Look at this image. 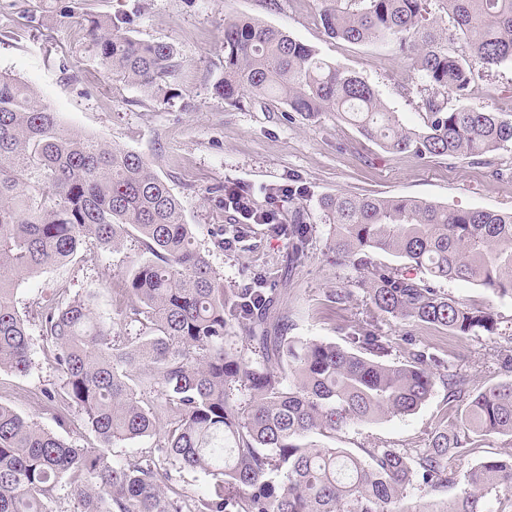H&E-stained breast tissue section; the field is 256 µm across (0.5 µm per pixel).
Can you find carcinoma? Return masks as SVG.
Returning a JSON list of instances; mask_svg holds the SVG:
<instances>
[{
    "label": "carcinoma",
    "mask_w": 512,
    "mask_h": 512,
    "mask_svg": "<svg viewBox=\"0 0 512 512\" xmlns=\"http://www.w3.org/2000/svg\"><path fill=\"white\" fill-rule=\"evenodd\" d=\"M471 60L448 52V37L425 24L427 0H322L329 37L394 38L425 80L427 123L405 127L362 78L282 30L248 17L224 20V72L213 94L233 106L273 97L288 113L314 119L337 112L388 150L421 157L480 158L512 145V119L473 104L472 65L512 61V0H446ZM126 18L90 21L88 36L107 71L151 97L174 96L183 66L177 46L129 35ZM336 264L364 272L358 287L375 310L441 326L456 336L494 333L497 319L437 287L469 282L512 297V213L450 209L409 198L325 196ZM290 264L307 256L315 227L282 224ZM139 239L151 258L131 276L133 336H114L93 314V295L56 293L36 313L60 382L45 401L76 407L94 446L72 445L0 403V512H401L407 487L458 484L449 459L472 436H512V354L498 355L510 379L477 389L467 374L426 346L407 360H384L389 337L354 327L346 345L288 335L276 289L255 276L248 288L224 279L197 245L181 203L139 154L61 129L34 89L0 72V371L24 374L35 346L15 305L18 282L69 262L87 240L115 250ZM380 250L402 267H368ZM419 271L422 276L414 275ZM244 331L246 350L225 347ZM161 386L148 403L134 377ZM463 407L457 424L434 431L423 448L365 449L306 442L357 422L414 413L436 380ZM248 392L236 401L234 392ZM175 418L153 450L117 461L109 448L156 434L157 413ZM210 477L212 490L188 497L165 484L163 464ZM512 491V458L474 465L451 506L433 512H495L490 495Z\"/></svg>",
    "instance_id": "obj_1"
}]
</instances>
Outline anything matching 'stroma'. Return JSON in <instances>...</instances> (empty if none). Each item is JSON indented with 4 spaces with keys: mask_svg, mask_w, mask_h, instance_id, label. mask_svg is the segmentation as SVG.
<instances>
[{
    "mask_svg": "<svg viewBox=\"0 0 512 512\" xmlns=\"http://www.w3.org/2000/svg\"><path fill=\"white\" fill-rule=\"evenodd\" d=\"M321 7V0H0V71L37 89L62 128L142 155L179 198L186 222L197 225L198 245L223 277L225 288L241 287L247 274L256 273L268 286L284 289L282 308L289 335L340 345L353 326L369 323L394 338L391 361L406 360L409 347L402 337L408 334L467 369L474 386L497 383L502 376L494 352L512 336V298L466 282H442L445 293L467 306L494 311L498 328L492 335L461 338L425 323L377 313L364 289L354 285L357 271L337 265L329 249L333 227L326 223L319 201L349 193L512 212V147L482 162L468 157L424 158L383 149L334 112L307 121L286 117L276 102L238 107L212 93L224 71L225 19L253 17L361 77L405 125L421 128V83L412 79L398 43L352 44L330 38L320 21ZM125 14L132 19L130 32L136 38L171 42L179 48L184 61L177 78L181 98L166 102L150 97L115 81L102 66L81 21ZM472 86L476 104L512 117V62L475 68ZM283 184L303 188L294 206L270 197V188ZM228 187L250 194L259 210L279 211L284 224L291 221L292 207L303 210L316 232L302 264L285 269L288 240L265 224L252 225L236 248L214 245L211 231L238 221L224 208L223 191ZM147 258L142 244L132 238L115 251L86 244L67 265L46 268L22 281L16 306L28 315L55 289L81 296L94 288L97 318L111 327L113 335H135L122 312L129 302L127 282ZM336 288L350 289V298L332 303L329 295ZM57 380L49 348L36 346L29 372H0V403L59 432L66 441L92 442L91 434L81 433L77 412H70L66 428L58 427L57 409L42 396L43 388ZM460 417V407L449 403L438 384L413 414L352 424L334 438L321 436L317 442L358 455L378 444L420 448L436 427ZM511 453V437L484 436L451 465L462 475L480 461Z\"/></svg>",
    "mask_w": 512,
    "mask_h": 512,
    "instance_id": "stroma-1",
    "label": "stroma"
}]
</instances>
